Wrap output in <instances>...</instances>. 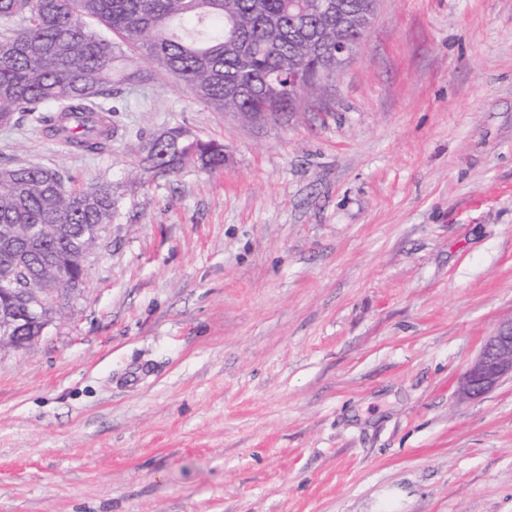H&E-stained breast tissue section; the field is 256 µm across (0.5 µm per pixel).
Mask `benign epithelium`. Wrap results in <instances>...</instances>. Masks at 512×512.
Returning a JSON list of instances; mask_svg holds the SVG:
<instances>
[{"label": "benign epithelium", "mask_w": 512, "mask_h": 512, "mask_svg": "<svg viewBox=\"0 0 512 512\" xmlns=\"http://www.w3.org/2000/svg\"><path fill=\"white\" fill-rule=\"evenodd\" d=\"M68 293L67 288H26L20 295L17 309L0 308V335L8 346L29 347L32 339L25 332L30 324L38 323L46 328L50 324L51 310ZM507 375L512 376V318L500 322L486 338L478 357L461 378L458 393L463 398L482 396Z\"/></svg>", "instance_id": "1"}]
</instances>
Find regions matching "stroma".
<instances>
[{
    "mask_svg": "<svg viewBox=\"0 0 512 512\" xmlns=\"http://www.w3.org/2000/svg\"><path fill=\"white\" fill-rule=\"evenodd\" d=\"M112 148L0 126V166L111 183L82 290L0 351V512H512V0H379L294 109L242 120L140 51ZM182 126L224 167L163 176ZM137 153L142 164L163 175L176 174L196 163L210 170L224 166L223 145L191 139L182 128L141 141ZM512 377V317L498 324L484 341L476 360L458 387L463 398H475L492 390L505 376Z\"/></svg>",
    "mask_w": 512,
    "mask_h": 512,
    "instance_id": "35a3bbf8",
    "label": "stroma"
}]
</instances>
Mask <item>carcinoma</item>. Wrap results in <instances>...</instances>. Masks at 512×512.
Wrapping results in <instances>:
<instances>
[{"label": "carcinoma", "mask_w": 512, "mask_h": 512, "mask_svg": "<svg viewBox=\"0 0 512 512\" xmlns=\"http://www.w3.org/2000/svg\"><path fill=\"white\" fill-rule=\"evenodd\" d=\"M371 0H0V126L36 114L42 132L75 151L112 147V112L98 106L112 85L140 81L123 66L135 48L175 75L217 112L250 117L292 108L288 68H320L309 92L333 77L336 49H360L370 29ZM94 19L120 38L89 28ZM141 163L163 175L199 163L224 166V146L191 139L181 128L141 141ZM112 184L67 189L59 172L0 168V279L22 255L12 288H68L86 276L85 252L98 240H73V224L112 222Z\"/></svg>", "instance_id": "cac0c4a2"}]
</instances>
